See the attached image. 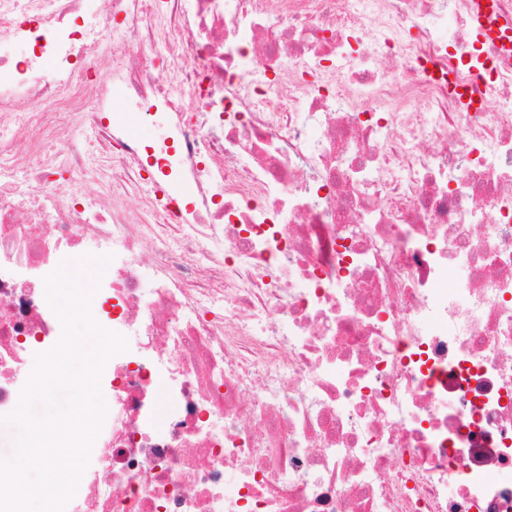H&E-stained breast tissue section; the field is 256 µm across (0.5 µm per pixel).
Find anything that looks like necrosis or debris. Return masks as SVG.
I'll list each match as a JSON object with an SVG mask.
<instances>
[{"label":"necrosis or debris","mask_w":512,"mask_h":512,"mask_svg":"<svg viewBox=\"0 0 512 512\" xmlns=\"http://www.w3.org/2000/svg\"><path fill=\"white\" fill-rule=\"evenodd\" d=\"M87 254L128 349L82 512H512V30L471 0H0V416ZM131 117L125 121L128 134L135 140L143 143H150L163 137L164 126L160 118H155L151 121H146L139 116L130 112Z\"/></svg>","instance_id":"obj_1"}]
</instances>
